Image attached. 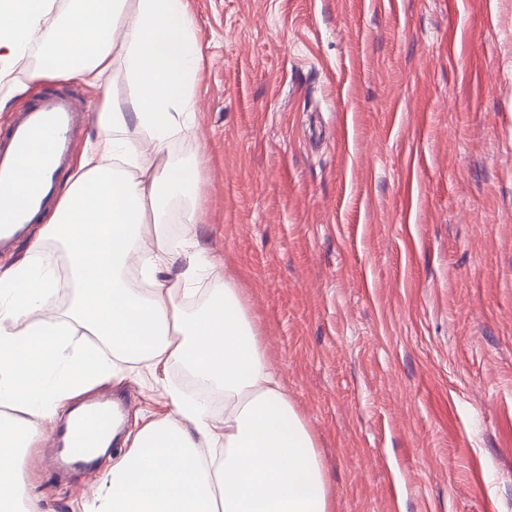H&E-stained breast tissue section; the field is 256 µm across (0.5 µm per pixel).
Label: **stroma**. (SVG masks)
Listing matches in <instances>:
<instances>
[{
  "label": "stroma",
  "mask_w": 512,
  "mask_h": 512,
  "mask_svg": "<svg viewBox=\"0 0 512 512\" xmlns=\"http://www.w3.org/2000/svg\"><path fill=\"white\" fill-rule=\"evenodd\" d=\"M203 47L198 240L313 433L333 512H512V0H188ZM31 43L0 124L37 91ZM129 430L168 400L147 368ZM20 473L81 512L110 468Z\"/></svg>",
  "instance_id": "35a3bbf8"
}]
</instances>
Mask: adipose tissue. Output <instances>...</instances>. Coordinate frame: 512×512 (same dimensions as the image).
Listing matches in <instances>:
<instances>
[{
	"label": "adipose tissue",
	"instance_id": "adipose-tissue-1",
	"mask_svg": "<svg viewBox=\"0 0 512 512\" xmlns=\"http://www.w3.org/2000/svg\"><path fill=\"white\" fill-rule=\"evenodd\" d=\"M0 0V62L43 46L29 81L65 75L96 87L100 134L41 225L28 256L0 271V512H29L32 488L19 458L64 400L126 365L166 372L178 362L224 391V415L167 387L171 411L127 435L102 490L83 512H331V490L312 433L295 410L249 320L233 276L193 311L214 264L200 247L199 209L179 237L165 232L166 198L195 193L199 172L169 159L172 138L192 129L202 46L186 0ZM127 93L112 95L115 71ZM148 135L147 142L137 133ZM62 244L77 296L52 313L56 281L42 257ZM103 347L86 350L75 327Z\"/></svg>",
	"mask_w": 512,
	"mask_h": 512
}]
</instances>
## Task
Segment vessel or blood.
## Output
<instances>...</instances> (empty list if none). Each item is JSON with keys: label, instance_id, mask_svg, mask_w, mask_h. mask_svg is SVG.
I'll return each instance as SVG.
<instances>
[{"label": "vessel or blood", "instance_id": "b4317fda", "mask_svg": "<svg viewBox=\"0 0 512 512\" xmlns=\"http://www.w3.org/2000/svg\"><path fill=\"white\" fill-rule=\"evenodd\" d=\"M88 119L76 89L63 81L11 114L8 129L0 137V180L16 177L22 157L35 143H42L43 151L41 175L27 188L23 201L0 209V252L21 240L36 216L59 200L60 179L70 169L76 138ZM111 422V408L93 406L57 429L53 439L69 455L82 457Z\"/></svg>", "mask_w": 512, "mask_h": 512}]
</instances>
